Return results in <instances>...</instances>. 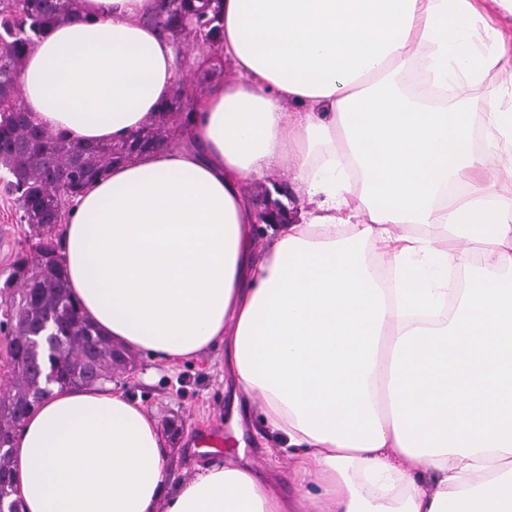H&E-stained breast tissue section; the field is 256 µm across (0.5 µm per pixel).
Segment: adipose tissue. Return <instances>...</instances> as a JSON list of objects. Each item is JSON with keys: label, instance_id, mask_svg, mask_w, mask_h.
Listing matches in <instances>:
<instances>
[{"label": "adipose tissue", "instance_id": "1", "mask_svg": "<svg viewBox=\"0 0 512 512\" xmlns=\"http://www.w3.org/2000/svg\"><path fill=\"white\" fill-rule=\"evenodd\" d=\"M20 75L32 120L87 145L153 123L174 92L161 0H81ZM229 78L172 146L73 198L72 296L100 334L163 364L223 349L232 414L258 402L287 497L237 459L174 481L152 411L113 384L53 391L13 442L25 512H512V201L435 88L480 82L469 0H223ZM286 166L313 202L261 243L248 186ZM423 227L420 235L396 225ZM393 266L397 291L376 267Z\"/></svg>", "mask_w": 512, "mask_h": 512}]
</instances>
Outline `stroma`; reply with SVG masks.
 <instances>
[{
    "label": "stroma",
    "mask_w": 512,
    "mask_h": 512,
    "mask_svg": "<svg viewBox=\"0 0 512 512\" xmlns=\"http://www.w3.org/2000/svg\"><path fill=\"white\" fill-rule=\"evenodd\" d=\"M475 13L472 36L478 49H506L512 54V10L502 0H471ZM176 74L187 82L189 92L184 106H192L207 86L225 76L219 61L201 59L199 50L183 49L176 61ZM468 119L481 126L489 99H496L502 110L512 109V86L496 83L494 74H487L479 85L465 89ZM25 227L19 222L17 206L0 189V283L11 272V264L24 238ZM120 385L133 399L152 409L159 424L174 420L180 423L177 440L167 442L169 463L175 478L194 475L197 464L224 463V454L198 447L196 437L204 432H228L231 423L224 416V353L216 350L205 354L198 362L179 367L153 363L137 355L132 373L116 376ZM245 457L263 473L285 474L288 459L268 456L275 447L274 434L266 431L256 415L241 419Z\"/></svg>",
    "instance_id": "stroma-1"
}]
</instances>
